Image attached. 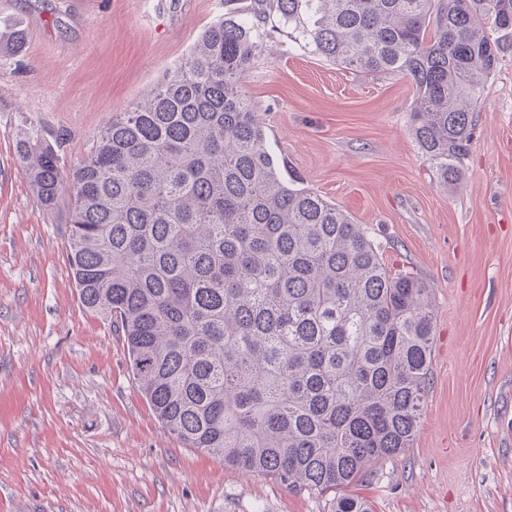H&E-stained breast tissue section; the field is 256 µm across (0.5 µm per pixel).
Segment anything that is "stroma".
<instances>
[{"mask_svg":"<svg viewBox=\"0 0 512 512\" xmlns=\"http://www.w3.org/2000/svg\"><path fill=\"white\" fill-rule=\"evenodd\" d=\"M224 0H0V512H330L184 447L123 337L80 301L67 199L38 205L26 130L84 158L222 18ZM486 80L464 175L443 186L410 132L411 82L358 76L274 26L243 76L282 175L362 224L389 269L430 288L429 392L409 448L350 488L372 512H512V34Z\"/></svg>","mask_w":512,"mask_h":512,"instance_id":"1","label":"stroma"}]
</instances>
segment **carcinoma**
Instances as JSON below:
<instances>
[{
	"mask_svg": "<svg viewBox=\"0 0 512 512\" xmlns=\"http://www.w3.org/2000/svg\"><path fill=\"white\" fill-rule=\"evenodd\" d=\"M273 15L317 56L407 77L415 142L441 183L461 178L512 0H250L112 118L68 179L40 134L16 152L45 209L68 195L79 298L124 336L164 427L228 466L332 495L331 512H371L346 489L416 435L430 288L281 178L240 84Z\"/></svg>",
	"mask_w": 512,
	"mask_h": 512,
	"instance_id": "cac0c4a2",
	"label": "carcinoma"
}]
</instances>
